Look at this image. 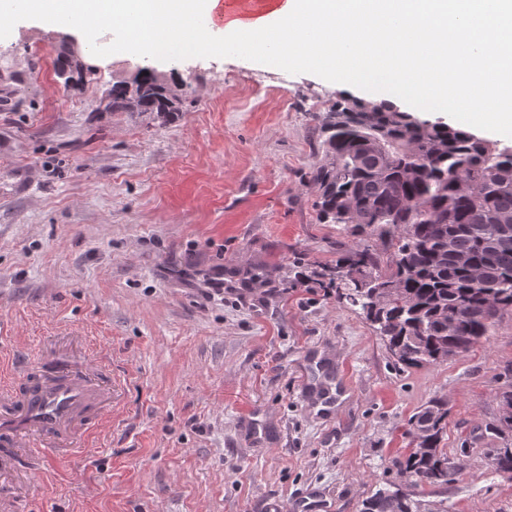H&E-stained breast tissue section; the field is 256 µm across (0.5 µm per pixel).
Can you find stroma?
<instances>
[{
  "label": "stroma",
  "mask_w": 512,
  "mask_h": 512,
  "mask_svg": "<svg viewBox=\"0 0 512 512\" xmlns=\"http://www.w3.org/2000/svg\"><path fill=\"white\" fill-rule=\"evenodd\" d=\"M72 43L86 71L68 87ZM0 59V371L37 370L50 347L116 389L79 457L28 474L34 512H361L394 484L433 512H512L488 456L512 448L488 430L512 391V310L469 352L407 368L335 294L293 283L343 248L310 181L339 84L237 57L99 58L37 20ZM145 67L181 88L172 122L101 105ZM434 398L458 473L415 487L394 461Z\"/></svg>",
  "instance_id": "35a3bbf8"
}]
</instances>
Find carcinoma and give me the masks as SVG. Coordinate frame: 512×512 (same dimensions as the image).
Masks as SVG:
<instances>
[{"mask_svg":"<svg viewBox=\"0 0 512 512\" xmlns=\"http://www.w3.org/2000/svg\"><path fill=\"white\" fill-rule=\"evenodd\" d=\"M57 70L80 73L84 64L64 49ZM104 101L107 111L164 121L182 104L150 68L130 84H112ZM316 121L320 158L310 180L319 222L336 225L349 243L307 280L336 289L404 366L437 363L453 347L468 352L512 309V146L386 102L338 101ZM470 262L483 269L482 283ZM388 285L403 292L370 318L364 295ZM447 415V403L435 398L409 420L428 434L395 465L416 486L453 479L440 448ZM388 502L396 512H424L422 501L399 489L377 490L362 512H385Z\"/></svg>","mask_w":512,"mask_h":512,"instance_id":"carcinoma-1","label":"carcinoma"}]
</instances>
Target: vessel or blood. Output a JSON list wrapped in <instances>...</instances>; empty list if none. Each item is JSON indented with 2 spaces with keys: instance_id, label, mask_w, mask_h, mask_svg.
I'll use <instances>...</instances> for the list:
<instances>
[{
  "instance_id": "1",
  "label": "vessel or blood",
  "mask_w": 512,
  "mask_h": 512,
  "mask_svg": "<svg viewBox=\"0 0 512 512\" xmlns=\"http://www.w3.org/2000/svg\"><path fill=\"white\" fill-rule=\"evenodd\" d=\"M261 2L219 0L205 24L220 29L229 19L252 18ZM111 405L112 385L98 364L69 368L44 358L26 385L0 386V470L24 462L33 471L43 458L76 454Z\"/></svg>"
}]
</instances>
